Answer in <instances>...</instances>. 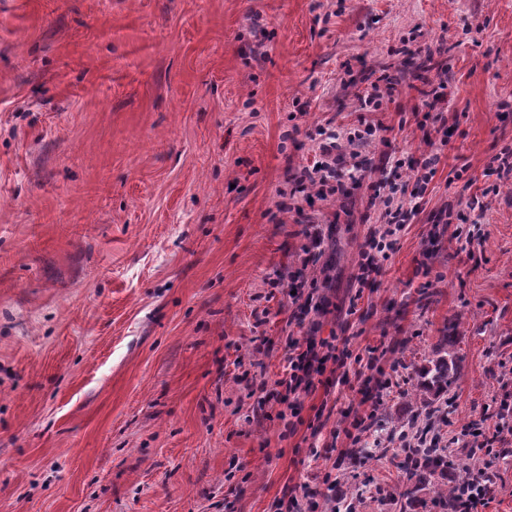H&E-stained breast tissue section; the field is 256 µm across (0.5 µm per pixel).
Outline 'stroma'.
<instances>
[{
    "label": "stroma",
    "instance_id": "obj_1",
    "mask_svg": "<svg viewBox=\"0 0 512 512\" xmlns=\"http://www.w3.org/2000/svg\"><path fill=\"white\" fill-rule=\"evenodd\" d=\"M385 71L384 128L343 155L441 162L363 288L370 181L347 202L291 197V176ZM441 79L444 135L418 94ZM506 146L512 0H0V512H275L327 473L397 512L400 471L345 430L416 409L449 318V429L512 404V178L484 174ZM473 196L488 233L466 255L433 217ZM300 268L317 337L351 358L289 432L265 395L304 331L272 279Z\"/></svg>",
    "mask_w": 512,
    "mask_h": 512
}]
</instances>
